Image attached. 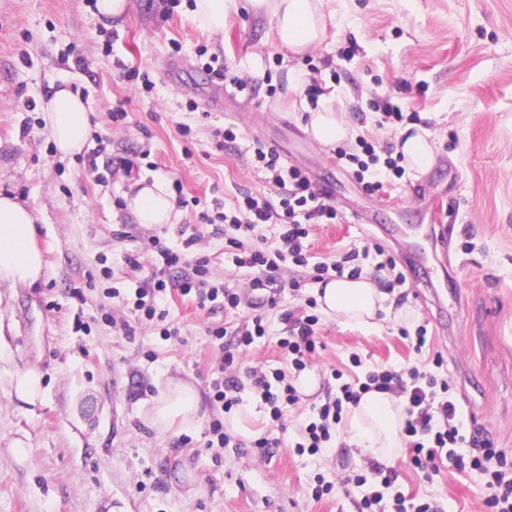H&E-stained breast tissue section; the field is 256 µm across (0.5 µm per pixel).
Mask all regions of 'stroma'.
<instances>
[{
	"label": "stroma",
	"mask_w": 512,
	"mask_h": 512,
	"mask_svg": "<svg viewBox=\"0 0 512 512\" xmlns=\"http://www.w3.org/2000/svg\"><path fill=\"white\" fill-rule=\"evenodd\" d=\"M336 17L325 40L289 59L273 25L231 0L224 32L198 28L184 6L131 0L111 24L92 0H0V191L35 208L45 268L32 286L0 288V512H359L363 498L398 494L426 498L443 512H488L480 474L441 465L415 469L408 449L394 464L371 471L340 423L329 447L298 454L294 444L312 408L325 397L327 375L352 379L370 370L430 363L446 378L465 427L483 430L512 449V0H329ZM244 77L238 91L206 68L209 56ZM88 62L74 65L73 56ZM147 70L152 92L139 91L120 67ZM315 77L336 93L358 135L394 147L400 124L383 123L380 102L416 114L435 147L429 172L406 171L383 190H365L336 150L317 144L307 128L304 92L289 90L287 72ZM80 91L93 133L110 132L107 152L156 170L130 177L99 167L88 173L64 158L37 111L60 84ZM129 117L113 127L115 99ZM237 124V142L219 145L216 132ZM190 138L179 135L181 126ZM299 166L313 184H329L342 216L312 230V252L335 258L347 249L383 243L395 258L423 250L432 286L405 284L392 293L407 322L378 319L366 328L323 316L322 346L311 374L319 385L284 412V428H268L267 411L251 394L254 434L279 439L274 456L258 459L242 435L209 448L214 407L195 426L161 433L144 415L173 379L206 393L216 355L206 328L224 319L187 299L166 305L181 329L163 340L138 323L129 329L104 318L133 284L126 259L152 235L176 244L179 224H197L202 251L220 281L244 279L223 236L198 224L193 209L178 224L136 223L123 200L136 183H181L185 197L233 203L240 189L266 191L251 165L253 141ZM128 224L126 239L112 234ZM410 226V236L384 241L383 230ZM426 326L430 352L418 354L404 332ZM360 364H353V357ZM33 367L43 375L42 404L25 407L10 394V376ZM330 482L316 497L315 479Z\"/></svg>",
	"instance_id": "35a3bbf8"
}]
</instances>
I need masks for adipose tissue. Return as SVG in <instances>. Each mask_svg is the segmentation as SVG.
Returning a JSON list of instances; mask_svg holds the SVG:
<instances>
[{"label": "adipose tissue", "mask_w": 512, "mask_h": 512, "mask_svg": "<svg viewBox=\"0 0 512 512\" xmlns=\"http://www.w3.org/2000/svg\"><path fill=\"white\" fill-rule=\"evenodd\" d=\"M324 0H245L249 10L266 17L274 26L279 45L299 56L319 45L326 32ZM46 130L61 156L83 152L91 135L90 115L80 93L63 86L40 106ZM309 130L317 143L334 146L354 140L355 128L336 110L335 97L321 96L311 111ZM397 149L406 164L418 172L430 170L434 150L424 129H402ZM127 206L141 224H171L178 218L174 199L165 184L155 182L138 186L126 197ZM36 216L33 208L15 195L0 193V287L14 288L37 282L44 268L37 243ZM318 301L325 314L340 315L367 325L378 313L408 318L405 308L395 307L389 295L370 279H336L328 282ZM202 412L201 396L194 385L170 382L153 402L147 418L159 432L174 427L196 425ZM402 407L392 394L381 390L364 393L350 413L351 439L357 447L378 459L394 462L401 447Z\"/></svg>", "instance_id": "obj_1"}]
</instances>
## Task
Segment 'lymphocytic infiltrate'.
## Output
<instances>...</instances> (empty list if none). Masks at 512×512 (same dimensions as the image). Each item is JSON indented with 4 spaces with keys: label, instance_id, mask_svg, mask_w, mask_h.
Returning <instances> with one entry per match:
<instances>
[{
    "label": "lymphocytic infiltrate",
    "instance_id": "obj_1",
    "mask_svg": "<svg viewBox=\"0 0 512 512\" xmlns=\"http://www.w3.org/2000/svg\"><path fill=\"white\" fill-rule=\"evenodd\" d=\"M357 151L338 150L339 159L353 165L358 178L367 179L369 190L378 191L387 176L403 177V155L381 156L375 144L358 138ZM252 162L262 173L270 192L240 191L235 203L215 215L200 213L201 223L211 225L223 235L236 267L247 269L243 284L215 283L211 280L209 260L194 257L201 237L192 233L181 239L180 249L166 246L160 237H151L147 248L157 253L159 263L152 274L139 280L132 311L138 323L159 326L164 339L179 336V328L166 327L167 310L161 299L172 293L191 297L199 310L211 313L223 310L227 321L208 326L206 334L220 355L210 373L208 388L211 404L231 411L242 402L243 392L259 397L269 409L270 424L283 423V405H296L300 396L293 384L295 377L311 367L320 345L318 331L321 314L315 297H308L302 312L282 311L279 319L284 335L277 341L285 361L284 368L272 371L260 366H243L242 355L265 340L270 324L264 314L237 320L245 297L263 294L269 306H277L281 288L298 291L306 286L324 285L335 278H361L363 257L378 259V269L391 271L392 282L403 285L405 279L396 270L397 261L383 247L349 249L335 259L316 257L311 252V227L335 223L338 213L328 198L316 191L305 172L297 166H284L279 155L264 145L253 148ZM277 229L275 243L260 235L261 226ZM185 267L180 279L171 280L167 271ZM388 390L404 399L402 433L409 444L411 463L421 470L438 471L442 462L457 469H469L485 476L490 512H512V450L496 447L481 431L463 430L459 406L450 393L447 380L437 378L429 369L413 365L402 369L369 372L365 379H353L340 385L335 395L313 406V416L301 431L298 453H318L330 441L332 431L349 407L357 405L363 393ZM467 454H460V447Z\"/></svg>",
    "mask_w": 512,
    "mask_h": 512
}]
</instances>
